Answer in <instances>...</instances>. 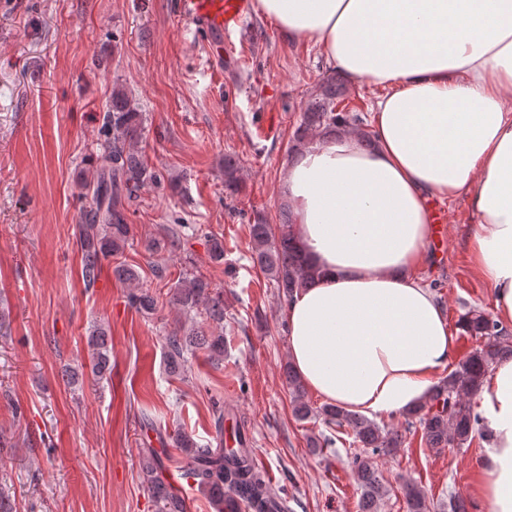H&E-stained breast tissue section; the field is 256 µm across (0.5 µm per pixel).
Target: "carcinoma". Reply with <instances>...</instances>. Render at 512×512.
I'll return each mask as SVG.
<instances>
[{
    "label": "carcinoma",
    "mask_w": 512,
    "mask_h": 512,
    "mask_svg": "<svg viewBox=\"0 0 512 512\" xmlns=\"http://www.w3.org/2000/svg\"><path fill=\"white\" fill-rule=\"evenodd\" d=\"M341 94V84L333 79L319 86L303 112L291 150H300L310 137L360 121L357 116L336 110V100ZM142 122V113L128 97L114 93L112 112L106 115L104 127L105 164L88 169L85 189L90 203L81 212V274L89 287L100 276L102 259L123 254L128 244L130 225L125 203L137 198L145 185L160 181V175L149 168L135 150ZM240 184V160L234 155H224V189L235 193ZM249 230L252 261L277 289L280 301L289 302L295 292L313 282L315 271L304 265L294 246L289 211L281 212L280 224L276 226L258 213ZM114 272L130 288V306L143 316L154 314L157 296L140 285L139 271L121 263ZM171 291L173 304L186 314L203 310L218 334L172 331L167 338L169 363L175 368L185 366L186 355L197 348L206 349L217 360L223 359L224 292L212 288L204 275L194 273L178 278ZM459 326L469 336L486 340L485 345L470 351L457 369L430 389L422 403L404 412L407 428L419 427L430 449H461L484 430L482 417L472 402L473 396L490 365L507 353L512 355V346L506 343L512 338V332L483 312L468 310ZM88 347L91 373L101 379L111 370V350L103 329L90 336ZM283 373L293 398L295 418L301 422H320L324 427L309 438V446L332 448L339 442L357 448L350 457V466L362 489L360 512H376L377 503L385 493L384 478L376 459L401 447L402 433L395 427L381 426L331 403L312 406L305 398L306 387L292 365L286 364ZM214 425L217 437L213 448H199L188 437L180 438V448L190 459L186 477L194 479L208 494L216 512H241L243 504L252 512H282L281 498L253 464L254 449L241 438L238 447H224V410L216 411ZM141 471L157 512H187L185 497L164 479L163 464L154 449H142ZM404 496L407 512H432L428 496L418 486L406 485Z\"/></svg>",
    "instance_id": "obj_1"
}]
</instances>
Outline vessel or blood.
<instances>
[{
	"instance_id": "1",
	"label": "vessel or blood",
	"mask_w": 512,
	"mask_h": 512,
	"mask_svg": "<svg viewBox=\"0 0 512 512\" xmlns=\"http://www.w3.org/2000/svg\"><path fill=\"white\" fill-rule=\"evenodd\" d=\"M252 0H179L180 12L204 32L210 33L216 49H223L225 36L243 27L252 12Z\"/></svg>"
}]
</instances>
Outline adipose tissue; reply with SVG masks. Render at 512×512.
Returning <instances> with one entry per match:
<instances>
[{
	"instance_id": "adipose-tissue-1",
	"label": "adipose tissue",
	"mask_w": 512,
	"mask_h": 512,
	"mask_svg": "<svg viewBox=\"0 0 512 512\" xmlns=\"http://www.w3.org/2000/svg\"><path fill=\"white\" fill-rule=\"evenodd\" d=\"M289 39L316 47L348 85L381 88L374 138L307 143L280 195L315 270L288 302L290 362L307 388L372 418L422 401L456 356L442 305L414 276L431 199L465 201L468 250L512 324V0H257ZM488 431L478 512H512V357L474 397Z\"/></svg>"
}]
</instances>
